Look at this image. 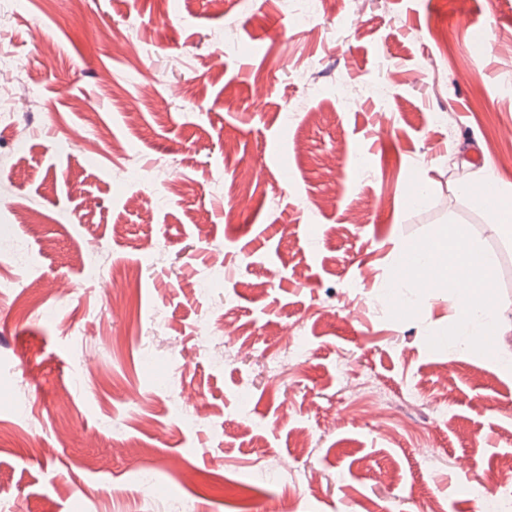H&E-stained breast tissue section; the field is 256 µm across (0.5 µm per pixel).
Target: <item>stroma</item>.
Masks as SVG:
<instances>
[{
  "label": "stroma",
  "instance_id": "stroma-1",
  "mask_svg": "<svg viewBox=\"0 0 512 512\" xmlns=\"http://www.w3.org/2000/svg\"><path fill=\"white\" fill-rule=\"evenodd\" d=\"M82 8L76 28L72 0H0V54L36 95L9 118L23 156L0 128V503L492 512L512 470V374L441 345V290L389 300L383 285L397 248L466 225L497 257L512 354V237L448 164L470 157L512 192V0L491 18L482 0H367L358 15L315 0L304 26L284 0ZM99 247L92 277L81 258ZM115 266L141 269L136 301ZM296 341L299 364L268 376L266 356ZM175 400L203 425L185 429ZM283 461L287 478L260 479Z\"/></svg>",
  "mask_w": 512,
  "mask_h": 512
}]
</instances>
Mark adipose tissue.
Wrapping results in <instances>:
<instances>
[{
	"label": "adipose tissue",
	"instance_id": "ef3b65f1",
	"mask_svg": "<svg viewBox=\"0 0 512 512\" xmlns=\"http://www.w3.org/2000/svg\"><path fill=\"white\" fill-rule=\"evenodd\" d=\"M496 263L495 255L484 250L465 226L451 224L428 243L398 250L386 294L398 296L400 288L416 283L420 272H428L435 284L447 289L448 305L455 313L446 344L463 352L473 346L475 337L490 335L495 327L487 288ZM458 278L470 280V287H455Z\"/></svg>",
	"mask_w": 512,
	"mask_h": 512
}]
</instances>
